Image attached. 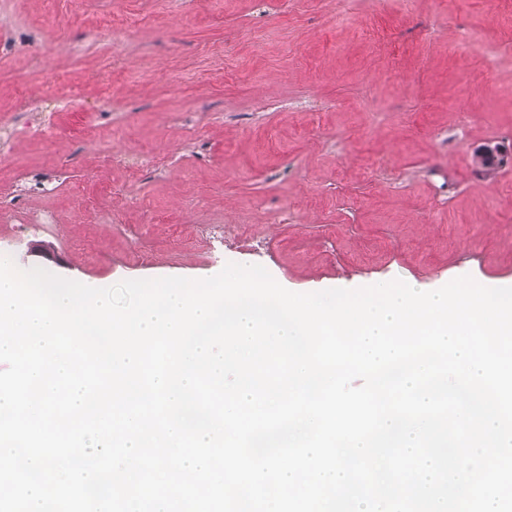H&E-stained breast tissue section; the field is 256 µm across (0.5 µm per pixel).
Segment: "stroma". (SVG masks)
Segmentation results:
<instances>
[{
  "label": "stroma",
  "instance_id": "stroma-1",
  "mask_svg": "<svg viewBox=\"0 0 512 512\" xmlns=\"http://www.w3.org/2000/svg\"><path fill=\"white\" fill-rule=\"evenodd\" d=\"M113 7L151 31L123 49L142 75L117 130L105 114L81 119L96 104L88 74H112L94 28ZM170 7L14 0L9 37L40 34L84 102L58 116L53 143L16 140L0 181L26 171L83 196L22 190L25 210L56 221L1 219L0 257L94 288L204 279L228 255L297 293L463 274L512 283V165L493 180L471 167L478 144L512 147V0H183L184 16L158 26ZM465 29L478 39L461 44ZM21 87L40 90L35 60L0 58V106ZM115 132L118 151L155 156L162 173L135 179L108 162ZM86 203L100 223L84 222Z\"/></svg>",
  "mask_w": 512,
  "mask_h": 512
}]
</instances>
